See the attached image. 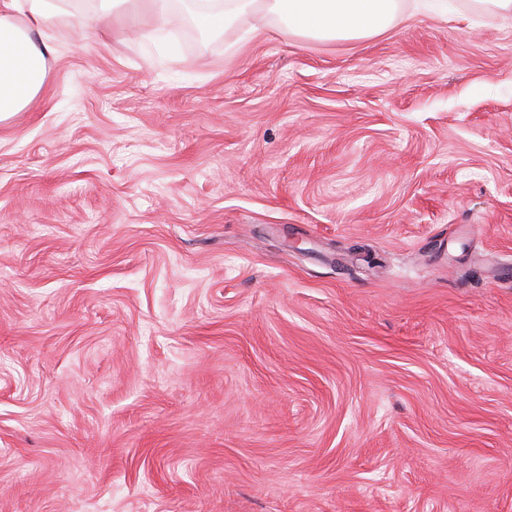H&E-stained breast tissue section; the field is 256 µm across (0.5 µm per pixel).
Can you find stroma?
I'll list each match as a JSON object with an SVG mask.
<instances>
[{
    "label": "stroma",
    "mask_w": 512,
    "mask_h": 512,
    "mask_svg": "<svg viewBox=\"0 0 512 512\" xmlns=\"http://www.w3.org/2000/svg\"><path fill=\"white\" fill-rule=\"evenodd\" d=\"M50 3L0 121V512H512V17ZM128 0H101V9L99 12L87 15L81 20V29L83 32H89L100 24L107 22L112 10L120 4L126 3ZM184 20L221 31L242 14L256 18L259 36L268 17L285 32L320 40H352L388 30L397 20L399 0H190ZM223 5V6H222Z\"/></svg>",
    "instance_id": "stroma-1"
}]
</instances>
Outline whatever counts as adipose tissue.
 <instances>
[{
    "label": "adipose tissue",
    "instance_id": "ef3b65f1",
    "mask_svg": "<svg viewBox=\"0 0 512 512\" xmlns=\"http://www.w3.org/2000/svg\"><path fill=\"white\" fill-rule=\"evenodd\" d=\"M45 0H0V121L26 109L42 92L51 45L43 28L54 12ZM29 12L19 22L17 13ZM399 0H191L186 20L220 31L243 14L253 15L252 35L266 18L289 33L320 40H352L388 30L397 20Z\"/></svg>",
    "mask_w": 512,
    "mask_h": 512
}]
</instances>
